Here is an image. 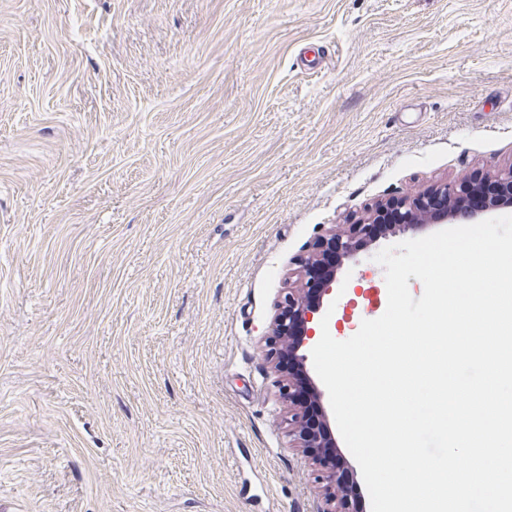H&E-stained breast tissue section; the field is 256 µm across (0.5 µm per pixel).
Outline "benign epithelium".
<instances>
[{"label": "benign epithelium", "mask_w": 512, "mask_h": 512, "mask_svg": "<svg viewBox=\"0 0 512 512\" xmlns=\"http://www.w3.org/2000/svg\"><path fill=\"white\" fill-rule=\"evenodd\" d=\"M493 182L506 188L503 196L479 207L462 206L465 196L475 189L476 181L465 178L457 184H445L429 192L401 200L379 204L348 229L321 238L313 252L300 265V284L285 293L274 319L275 337L268 342L267 357L282 377L283 389L288 394V413L296 428L293 442L315 457L324 473L323 495L326 509L322 512H350L351 498L357 489L347 485L343 475L349 472L348 462L336 448L331 434L324 393L305 373L300 354L305 342L311 340L308 332L322 299L328 294L336 278V264L344 258H354L362 244L373 239L372 225L386 224L410 228L429 223L476 221L494 209L512 206V170L497 176Z\"/></svg>", "instance_id": "obj_1"}]
</instances>
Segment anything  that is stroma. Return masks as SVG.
Wrapping results in <instances>:
<instances>
[{"instance_id": "stroma-1", "label": "stroma", "mask_w": 512, "mask_h": 512, "mask_svg": "<svg viewBox=\"0 0 512 512\" xmlns=\"http://www.w3.org/2000/svg\"><path fill=\"white\" fill-rule=\"evenodd\" d=\"M509 168L512 0H0V512H321L266 357L301 259Z\"/></svg>"}]
</instances>
